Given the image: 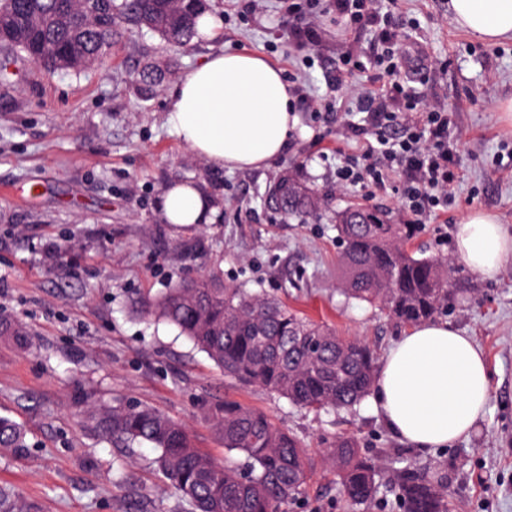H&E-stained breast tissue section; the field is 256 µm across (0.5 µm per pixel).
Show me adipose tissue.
I'll list each match as a JSON object with an SVG mask.
<instances>
[{"instance_id": "ef3b65f1", "label": "adipose tissue", "mask_w": 512, "mask_h": 512, "mask_svg": "<svg viewBox=\"0 0 512 512\" xmlns=\"http://www.w3.org/2000/svg\"><path fill=\"white\" fill-rule=\"evenodd\" d=\"M460 29L487 44L512 41V0H448ZM292 91L261 54L219 52L181 77L166 122L196 156L219 167L259 170L280 158L296 123ZM170 224H205L214 202L194 185L165 188ZM455 255L473 273L497 275L512 262V231L476 209L455 226ZM490 393L480 348L448 324L430 322L400 337L385 355L374 404L411 445L442 448L470 434Z\"/></svg>"}]
</instances>
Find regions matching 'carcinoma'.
Wrapping results in <instances>:
<instances>
[{
	"mask_svg": "<svg viewBox=\"0 0 512 512\" xmlns=\"http://www.w3.org/2000/svg\"><path fill=\"white\" fill-rule=\"evenodd\" d=\"M208 0H0V88L21 77L24 57L47 72L81 71L107 58L123 35L146 28L175 49L199 36V12ZM167 71L146 66L132 75L141 93L153 92ZM284 219L319 214L317 190L286 172L263 196ZM342 251L337 288L346 303H366L390 320L417 326L448 308L456 291L452 263L417 256L407 240L413 224H390L360 205L336 211ZM141 313L175 326L224 376L275 394L305 410H350L375 386L379 354L367 342L341 336L281 298L227 285L214 273L184 278L144 301ZM0 338L27 344L22 325L0 317ZM207 416L224 440V462L201 451L179 422L147 406L88 404L85 427L128 448L148 443L155 465L187 504V512H282L310 479L304 441L261 409L226 397ZM25 429L0 415V453H28ZM323 462L336 472L347 512H373L380 491L394 488L398 512H448V487L436 475L403 468L388 472L360 450L353 435L336 438ZM0 512H41L40 504L0 486Z\"/></svg>",
	"mask_w": 512,
	"mask_h": 512,
	"instance_id": "carcinoma-1",
	"label": "carcinoma"
}]
</instances>
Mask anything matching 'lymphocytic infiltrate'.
I'll return each instance as SVG.
<instances>
[{"instance_id": "f902f5d3", "label": "lymphocytic infiltrate", "mask_w": 512, "mask_h": 512, "mask_svg": "<svg viewBox=\"0 0 512 512\" xmlns=\"http://www.w3.org/2000/svg\"><path fill=\"white\" fill-rule=\"evenodd\" d=\"M332 5L337 18L348 26L378 29V51L366 61L347 52L346 73L354 74L370 63L383 67L388 77L380 93L361 95L359 120L345 122L346 134L361 138L364 147L360 154L344 158L336 169V180L380 189L390 173H399L402 206L409 223H426L438 209L447 207L457 179L455 153L448 141V111L420 102L408 89L401 67L392 62L398 29L378 0H332Z\"/></svg>"}]
</instances>
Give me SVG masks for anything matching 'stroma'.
I'll return each instance as SVG.
<instances>
[{
	"mask_svg": "<svg viewBox=\"0 0 512 512\" xmlns=\"http://www.w3.org/2000/svg\"><path fill=\"white\" fill-rule=\"evenodd\" d=\"M296 4L313 38L289 40ZM218 36L176 50L143 31L115 43L107 62L81 74L24 78L0 105V317L22 324L29 347L0 339V415L24 426L25 458L0 456V484L39 501L43 512H186L152 464L149 445L117 448L78 421L80 403L152 407L183 423L200 450L223 458L224 442L204 411L231 397L266 411L303 436L313 476L294 512H343L323 466L337 436H357L383 467L438 474L449 512H512V263L487 278L455 263L461 294L443 322L485 355L490 398L468 437L420 449L395 435L371 399L356 411H301L287 399L227 380L176 327L138 313L140 301L188 275L214 270L226 283L272 293L379 353L408 332L336 292L339 246L332 216L359 204L400 224L398 179L370 192L336 182L341 154L361 149L341 120L383 80L337 74L348 49L368 54L373 34L344 30L327 0H212ZM409 54L423 53L430 79L421 100L451 114L448 139L459 178L448 209L422 225L412 248L453 257V231L486 209L512 230V42L483 43L455 26L448 0H397ZM257 52L292 81L297 122L288 149L260 170L219 168L194 156L165 121L175 77L210 54ZM175 61L174 78L148 97L130 83L144 64ZM293 170L326 201L322 218L283 221L260 196ZM197 185L215 203L210 223L164 222L167 185Z\"/></svg>",
	"mask_w": 512,
	"mask_h": 512,
	"instance_id": "obj_1",
	"label": "stroma"
}]
</instances>
